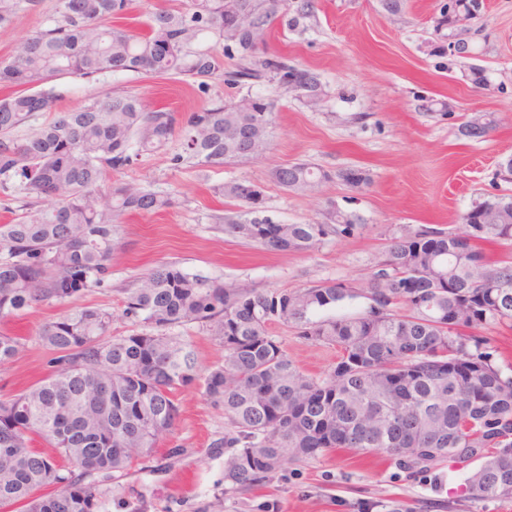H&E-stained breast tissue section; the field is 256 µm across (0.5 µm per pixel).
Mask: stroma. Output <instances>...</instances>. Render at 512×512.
Here are the masks:
<instances>
[{"mask_svg": "<svg viewBox=\"0 0 512 512\" xmlns=\"http://www.w3.org/2000/svg\"><path fill=\"white\" fill-rule=\"evenodd\" d=\"M448 0H404L398 13L381 0H313L295 28L274 25L258 57L281 56L316 72L326 94L309 107L295 93L268 80L228 81L239 68L237 53L224 57L225 73L206 88L186 78L117 72L94 80L63 78L56 87L61 108L116 93L137 95L147 108L174 112L178 123L214 100L246 93L273 100V137L267 150L215 168L173 165L178 138L106 174L107 182H132L168 193L177 203L158 213L124 217L119 247L101 286L73 297L71 306L92 305L112 314L116 336L148 327L124 312L126 291L141 274L162 264L219 278L245 288L296 289L327 281L363 283L387 240L401 229L423 226L462 231V213L494 194H512L500 166L512 157V0H484L481 19L466 33L475 54L448 57L443 11ZM57 0H38L0 28V60L9 58L44 20ZM485 68L488 88L467 79L469 67ZM494 115L485 138L468 139L457 127L464 118ZM308 162L331 172V180L306 191L278 184L272 171ZM359 168L370 182L346 184L340 171ZM248 180L264 189L267 215L278 224L321 222L335 208L356 219L353 235L327 238L309 252H274L228 235L223 220L240 219L238 202L215 196L216 184ZM59 308L38 305L8 322L24 348L0 367V398L20 393L53 369L52 351L38 332ZM188 342L200 376L224 361V350L202 328H174ZM271 333L303 372L322 376L339 353L277 325ZM180 418L160 437L155 453L99 479L105 512H383L398 499L413 512H512V499H476L462 492L469 471L441 463L408 475L382 454L336 451L307 462L285 463L264 486L229 491L224 486L222 441L229 423L203 394L200 382L179 389Z\"/></svg>", "mask_w": 512, "mask_h": 512, "instance_id": "stroma-1", "label": "stroma"}]
</instances>
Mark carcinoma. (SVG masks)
I'll list each match as a JSON object with an SVG mask.
<instances>
[{
	"mask_svg": "<svg viewBox=\"0 0 512 512\" xmlns=\"http://www.w3.org/2000/svg\"><path fill=\"white\" fill-rule=\"evenodd\" d=\"M131 0H58L55 14L0 60V192L55 200L37 215L0 224V322L39 304L63 305L101 285L118 244L122 216L172 207L176 200L137 184L103 187L106 169L128 167L179 135L174 164L222 167L243 157L230 139L272 100L246 94L213 102L182 126L166 109L148 110L132 94H116L71 111L57 110L51 82L116 72L178 75L202 88L223 68L219 50L254 57L268 31L288 16V0H263L252 30L224 20V0H190L131 22ZM448 35L480 18L470 0H452ZM37 0H0V26ZM213 40L204 47L202 41ZM270 75L288 89L294 78L325 95L318 75L265 58L233 73V82ZM56 116L23 137L36 116ZM277 182L306 190L331 174L309 163L274 170ZM339 177L369 183L361 169ZM232 180L213 192L239 202L245 218L225 225L236 238L270 250L307 252L361 225L331 209L327 221L271 224L262 219L264 189L251 197ZM110 203H101L102 194ZM466 228L421 227L389 239L367 287L323 282L306 288H240L175 264L151 269L127 290L126 314L152 334L111 335L112 315L75 307L38 333L57 353L54 369L18 395L0 400V510L101 512L93 474L110 475L148 455L175 424L176 390L199 380L190 345L170 330L206 327L224 348V364L204 377L207 400L224 409V484L247 490L270 481L286 461L314 460L340 449L385 453L412 473L443 462L476 464L466 488L476 498H512V375L496 364L473 330L512 329V197L494 195L461 216ZM501 248L491 261L482 244ZM362 296L367 310L346 318L317 314ZM295 328L340 350L324 376L303 373L270 332ZM21 338L0 331V366L14 360ZM38 436L57 449L56 464L32 448ZM47 488L39 496L34 492Z\"/></svg>",
	"mask_w": 512,
	"mask_h": 512,
	"instance_id": "carcinoma-1",
	"label": "carcinoma"
}]
</instances>
